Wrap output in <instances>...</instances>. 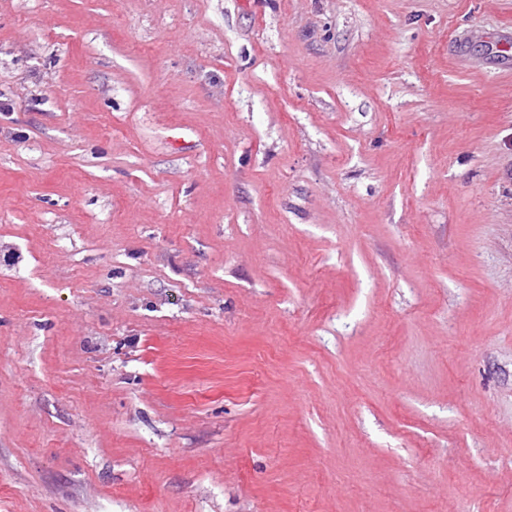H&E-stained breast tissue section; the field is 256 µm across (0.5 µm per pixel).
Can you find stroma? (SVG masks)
Segmentation results:
<instances>
[{
	"mask_svg": "<svg viewBox=\"0 0 512 512\" xmlns=\"http://www.w3.org/2000/svg\"><path fill=\"white\" fill-rule=\"evenodd\" d=\"M0 512H512V0H0Z\"/></svg>",
	"mask_w": 512,
	"mask_h": 512,
	"instance_id": "obj_1",
	"label": "stroma"
}]
</instances>
